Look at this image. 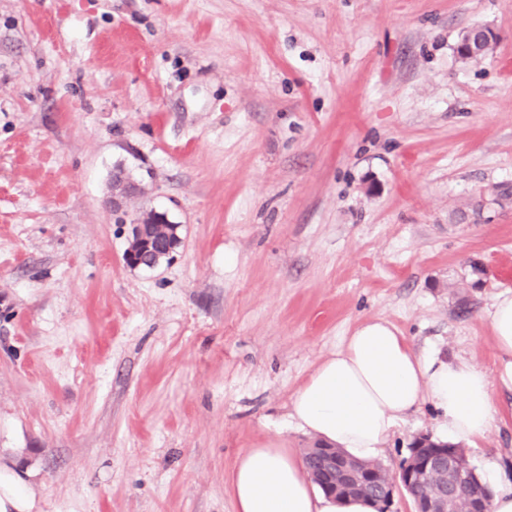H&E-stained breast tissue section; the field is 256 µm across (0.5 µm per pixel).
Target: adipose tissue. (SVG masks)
I'll return each mask as SVG.
<instances>
[{
	"instance_id": "ef3b65f1",
	"label": "adipose tissue",
	"mask_w": 512,
	"mask_h": 512,
	"mask_svg": "<svg viewBox=\"0 0 512 512\" xmlns=\"http://www.w3.org/2000/svg\"><path fill=\"white\" fill-rule=\"evenodd\" d=\"M495 373L465 360L417 352L397 328L369 321L310 373L291 398L296 428L371 460L408 413L431 403L445 418L448 443L485 439L498 415L492 393H512V294L493 305ZM236 512H371L361 499L326 497L294 451L271 440L245 449L228 479Z\"/></svg>"
}]
</instances>
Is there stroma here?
<instances>
[{
  "instance_id": "35a3bbf8",
  "label": "stroma",
  "mask_w": 512,
  "mask_h": 512,
  "mask_svg": "<svg viewBox=\"0 0 512 512\" xmlns=\"http://www.w3.org/2000/svg\"><path fill=\"white\" fill-rule=\"evenodd\" d=\"M148 212L179 243L131 268ZM506 290L512 0H0V466L33 512H235L359 325L491 373ZM466 454L511 486L512 419ZM493 31L482 27L467 30L457 44V54L466 59L481 56L493 39Z\"/></svg>"
}]
</instances>
